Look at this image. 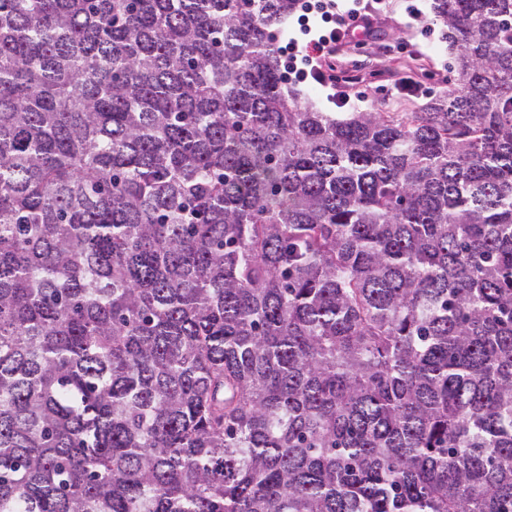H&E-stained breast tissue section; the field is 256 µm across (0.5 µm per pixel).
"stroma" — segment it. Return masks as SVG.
I'll list each match as a JSON object with an SVG mask.
<instances>
[{
    "label": "stroma",
    "mask_w": 512,
    "mask_h": 512,
    "mask_svg": "<svg viewBox=\"0 0 512 512\" xmlns=\"http://www.w3.org/2000/svg\"><path fill=\"white\" fill-rule=\"evenodd\" d=\"M418 17H409L405 0H388L370 35L340 47L329 61L335 80L331 87L295 79L288 86L301 99L326 112L368 109L398 98L400 79L413 78L420 89L436 94L445 87L451 57L440 37V25L418 0Z\"/></svg>",
    "instance_id": "35a3bbf8"
}]
</instances>
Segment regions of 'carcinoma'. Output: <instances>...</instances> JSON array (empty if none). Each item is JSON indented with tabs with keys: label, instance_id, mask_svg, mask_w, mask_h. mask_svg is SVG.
I'll use <instances>...</instances> for the list:
<instances>
[{
	"label": "carcinoma",
	"instance_id": "1",
	"mask_svg": "<svg viewBox=\"0 0 512 512\" xmlns=\"http://www.w3.org/2000/svg\"><path fill=\"white\" fill-rule=\"evenodd\" d=\"M298 3L0 0V512H512V0L345 118Z\"/></svg>",
	"mask_w": 512,
	"mask_h": 512
}]
</instances>
